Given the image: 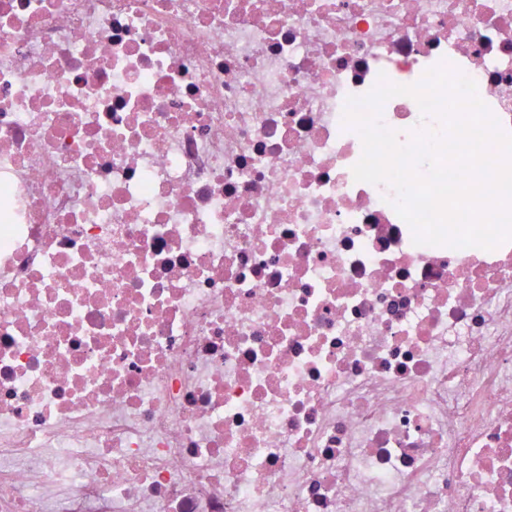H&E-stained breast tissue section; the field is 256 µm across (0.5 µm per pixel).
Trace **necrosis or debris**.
Returning <instances> with one entry per match:
<instances>
[{"label": "necrosis or debris", "mask_w": 512, "mask_h": 512, "mask_svg": "<svg viewBox=\"0 0 512 512\" xmlns=\"http://www.w3.org/2000/svg\"><path fill=\"white\" fill-rule=\"evenodd\" d=\"M441 62L512 134V0H0V512H512V241L342 121Z\"/></svg>", "instance_id": "necrosis-or-debris-1"}]
</instances>
